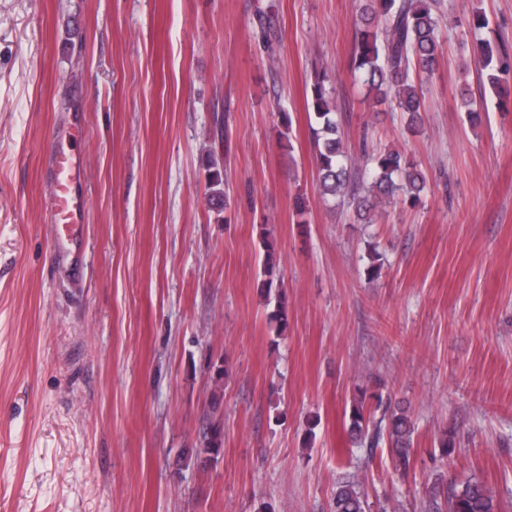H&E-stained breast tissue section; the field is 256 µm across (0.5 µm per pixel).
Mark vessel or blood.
I'll return each mask as SVG.
<instances>
[{
    "label": "vessel or blood",
    "mask_w": 512,
    "mask_h": 512,
    "mask_svg": "<svg viewBox=\"0 0 512 512\" xmlns=\"http://www.w3.org/2000/svg\"><path fill=\"white\" fill-rule=\"evenodd\" d=\"M70 134L60 135L55 148L53 170L55 195L60 221L67 227L65 235L56 238L59 255L78 258L82 248V222L85 211L83 158L70 145Z\"/></svg>",
    "instance_id": "b4317fda"
}]
</instances>
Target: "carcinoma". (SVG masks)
Masks as SVG:
<instances>
[{
  "instance_id": "carcinoma-1",
  "label": "carcinoma",
  "mask_w": 512,
  "mask_h": 512,
  "mask_svg": "<svg viewBox=\"0 0 512 512\" xmlns=\"http://www.w3.org/2000/svg\"><path fill=\"white\" fill-rule=\"evenodd\" d=\"M440 0H362L358 29L352 53L354 79L393 112L407 116L408 126H420V112L426 85L432 78L444 41L436 11ZM466 26L476 33L488 26L485 11L472 9ZM477 57L486 70V80L503 108H508L509 88L512 87V55L506 46H494L479 39ZM461 105L471 122L480 118V107L472 97L468 84L458 88ZM310 105L318 125L315 130V160L319 192L324 198H338L354 208L356 219L371 224L375 208L370 198L391 199L398 191L410 199L419 198L424 180L417 167L397 149H388L374 157L362 149L367 169L356 165L344 147L339 122L336 119L337 100L331 78L324 71L314 73L310 86ZM208 203L214 208L224 205V179L216 164L207 167ZM261 239L267 261L263 268L261 288L273 286L276 272L274 246L270 233L261 228ZM381 418H376V413ZM351 440L369 443L376 448L385 443L390 449L392 466L405 475L410 469L411 448L415 425L409 410L391 405L381 392L360 388L344 412ZM430 505L436 512H504V504L492 488L472 476L464 481H446L435 477L428 486ZM333 512H366L367 499L358 479L336 484L332 498Z\"/></svg>"
}]
</instances>
